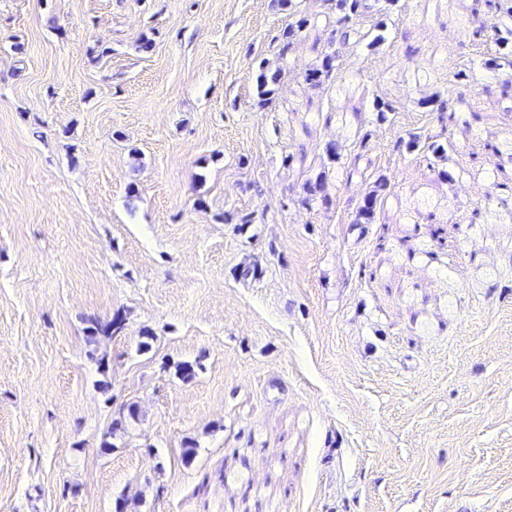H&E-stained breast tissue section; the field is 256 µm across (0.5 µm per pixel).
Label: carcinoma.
Returning a JSON list of instances; mask_svg holds the SVG:
<instances>
[{
  "mask_svg": "<svg viewBox=\"0 0 512 512\" xmlns=\"http://www.w3.org/2000/svg\"><path fill=\"white\" fill-rule=\"evenodd\" d=\"M321 2L326 9L336 14V34L339 36L340 43L345 45L352 41L355 43L366 41L368 46L373 47L385 40L380 31L386 27V24L374 16L369 0H321ZM282 3L290 9V20L277 37V41L280 42V51L285 52L291 49L295 42L306 36L308 18L302 12L294 9L292 0H282ZM482 3L498 11L502 26L512 33V0H473L471 5L465 7L467 21L473 20ZM467 34L472 54L484 61L485 65L497 67L502 62H509V56L512 55V43L507 39L483 36L476 30H469ZM337 58L335 50L324 52L320 63L305 74V81L310 85H320L338 78ZM464 76L465 72L462 70L448 73L446 97H441L432 104L431 111L436 113V120L441 126V134L445 135L446 144L443 145L437 141L423 142L421 136L411 133L409 141L406 143L408 149L412 151L426 149L438 156H443L447 153V149H455L457 143L466 139L473 126L485 124L491 119L489 112H471L466 119L461 118L456 112V107L460 103L456 87ZM279 77V70L273 71L268 67H262L257 83L259 104L265 105L272 100ZM485 149L488 151L489 161L495 162V172L505 173L501 159L506 157L512 161V138L488 140L485 143ZM386 190L385 180L378 179L373 189L365 196L366 203L357 209L355 223H375L377 212L384 203Z\"/></svg>",
  "mask_w": 512,
  "mask_h": 512,
  "instance_id": "cac0c4a2",
  "label": "carcinoma"
}]
</instances>
